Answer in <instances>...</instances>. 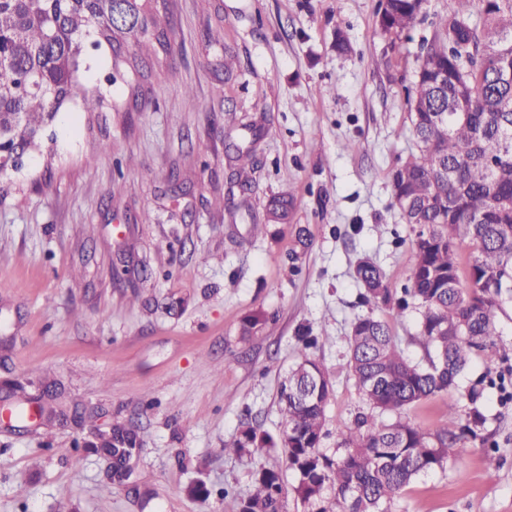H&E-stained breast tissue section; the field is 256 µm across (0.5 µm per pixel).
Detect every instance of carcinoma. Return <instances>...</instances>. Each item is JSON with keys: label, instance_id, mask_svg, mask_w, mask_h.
<instances>
[{"label": "carcinoma", "instance_id": "cac0c4a2", "mask_svg": "<svg viewBox=\"0 0 512 512\" xmlns=\"http://www.w3.org/2000/svg\"><path fill=\"white\" fill-rule=\"evenodd\" d=\"M426 0H378L381 32L394 39L423 13ZM162 0H0V128L13 152L28 156L35 134L63 101L98 112L100 94L82 87L78 72L86 45L107 44L115 60L146 67L157 51L172 56L176 32L161 18ZM138 54L126 57L128 40ZM512 0H448L433 38L419 55L408 92L419 155L392 176L393 206L415 233L414 262L406 293L418 310L415 336L424 361L408 359L388 323L368 313L355 319L347 337L348 363L369 407L389 420L365 414L336 424L339 456L322 450L328 434L326 407L332 382L317 357L307 354L280 382V432L272 437L252 421L242 423L224 451L251 455L285 448L297 479L295 493L307 512H387L411 482L447 463L459 438L453 406L432 431L406 420L411 406L451 391L474 355L492 357L496 311L512 299ZM469 240L467 279L455 240ZM357 275L362 303L390 301L384 274L363 262ZM11 387L12 409L27 414L29 395ZM59 393L43 412L67 416ZM142 446L140 431L112 426V447L77 448L112 460L110 485L125 483L129 463ZM284 475L261 468L239 512H283Z\"/></svg>", "mask_w": 512, "mask_h": 512}]
</instances>
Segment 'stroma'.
<instances>
[{
    "label": "stroma",
    "mask_w": 512,
    "mask_h": 512,
    "mask_svg": "<svg viewBox=\"0 0 512 512\" xmlns=\"http://www.w3.org/2000/svg\"><path fill=\"white\" fill-rule=\"evenodd\" d=\"M377 3L167 0L178 47L145 81L113 77L108 47L88 49L79 79L103 95L102 111L66 104L41 150L0 181V384L34 395L60 384L109 422L136 424L143 447L130 482L110 486L99 457L73 462L99 420L0 422V512H239L262 465L286 472L284 512H303L283 449L224 451L247 419L278 434L277 387L301 355L299 329L328 337L317 356L333 383L330 431L368 410L346 356L358 316L387 321L404 355L423 357L415 309L395 306L414 234L391 206V175L418 151L406 90L446 0H427L399 51L379 32ZM339 33L348 52L335 48ZM251 129L259 165L232 208L227 145ZM282 195L293 207L276 224L268 204ZM364 260L382 270L391 304H361ZM259 310L265 324L242 336ZM493 342L495 356L474 357L456 390L407 410L432 430L455 409L462 432L447 466L389 512H512L510 300ZM198 481L208 500L190 494Z\"/></svg>",
    "instance_id": "obj_1"
}]
</instances>
